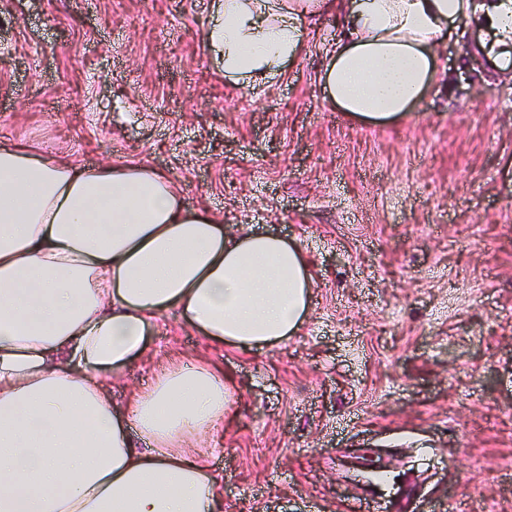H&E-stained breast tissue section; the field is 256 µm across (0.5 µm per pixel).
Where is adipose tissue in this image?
I'll return each instance as SVG.
<instances>
[{
  "label": "adipose tissue",
  "mask_w": 512,
  "mask_h": 512,
  "mask_svg": "<svg viewBox=\"0 0 512 512\" xmlns=\"http://www.w3.org/2000/svg\"><path fill=\"white\" fill-rule=\"evenodd\" d=\"M326 15L345 34L319 81L359 121L405 118L446 81L439 48L460 22L512 68V0H217L205 42L233 85L267 82ZM312 288L299 245L228 235L146 164L0 145V512H219L201 440L224 422L223 370L172 361L121 411L112 378L173 310L217 345L285 342Z\"/></svg>",
  "instance_id": "1"
}]
</instances>
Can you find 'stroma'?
<instances>
[{"instance_id": "stroma-1", "label": "stroma", "mask_w": 512, "mask_h": 512, "mask_svg": "<svg viewBox=\"0 0 512 512\" xmlns=\"http://www.w3.org/2000/svg\"><path fill=\"white\" fill-rule=\"evenodd\" d=\"M213 0H0V144L137 160L228 227L299 241L310 322L213 347L171 311L112 387L174 358L234 385L203 449L223 512H512V77L446 41L449 90L361 124L318 73L324 18L272 87L229 86Z\"/></svg>"}]
</instances>
